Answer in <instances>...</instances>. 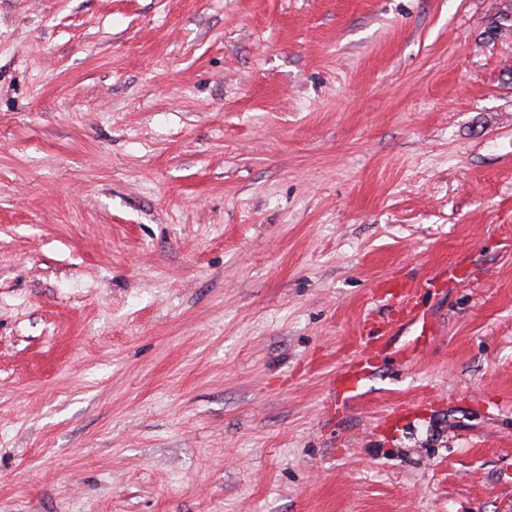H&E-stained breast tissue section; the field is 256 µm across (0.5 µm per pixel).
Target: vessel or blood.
Segmentation results:
<instances>
[{"label": "vessel or blood", "mask_w": 512, "mask_h": 512, "mask_svg": "<svg viewBox=\"0 0 512 512\" xmlns=\"http://www.w3.org/2000/svg\"><path fill=\"white\" fill-rule=\"evenodd\" d=\"M414 286L399 278H390L374 289L373 299L389 306L392 316L381 323L376 336L365 340L363 348L343 367L336 378V413L344 415L367 395L366 384L374 376L380 362L396 355L414 353L429 330V322L414 299ZM408 325L413 329L411 339L395 344L393 327Z\"/></svg>", "instance_id": "b4317fda"}]
</instances>
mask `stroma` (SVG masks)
<instances>
[{
	"label": "stroma",
	"mask_w": 512,
	"mask_h": 512,
	"mask_svg": "<svg viewBox=\"0 0 512 512\" xmlns=\"http://www.w3.org/2000/svg\"><path fill=\"white\" fill-rule=\"evenodd\" d=\"M504 5L0 0V512H512ZM414 286L399 278H390L373 290V299L391 308L392 316L386 323H378V334L361 340L363 349L343 367L336 378V416L343 417L348 409L364 399L366 384L374 376L380 362L386 357L414 353L429 330V322L414 300ZM414 327L413 338L400 347L389 335L393 326Z\"/></svg>",
	"instance_id": "obj_1"
}]
</instances>
